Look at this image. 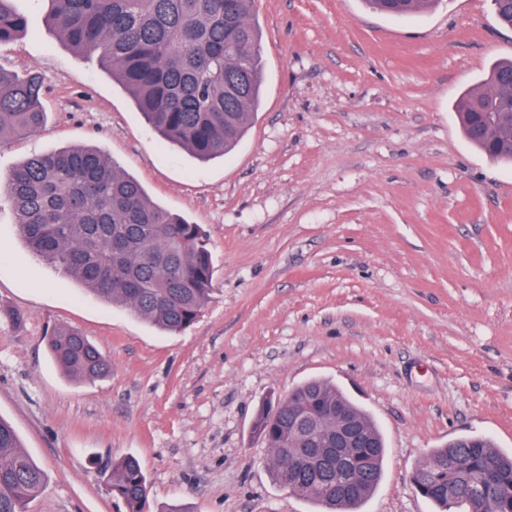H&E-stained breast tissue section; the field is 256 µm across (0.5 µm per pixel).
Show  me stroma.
<instances>
[{"instance_id": "obj_1", "label": "stroma", "mask_w": 512, "mask_h": 512, "mask_svg": "<svg viewBox=\"0 0 512 512\" xmlns=\"http://www.w3.org/2000/svg\"><path fill=\"white\" fill-rule=\"evenodd\" d=\"M25 37L0 65L41 74L44 130L0 143L24 158L97 147L163 207L203 225L213 298L169 334L39 260L0 206V417L48 483L29 512H124L103 467L136 456L150 512H316L272 479L253 425L310 379L346 390L387 445L361 512H433L410 482L471 434L512 453V166L466 139L455 106L512 29L491 0L406 19L364 0H255L264 82L228 155L198 161L158 136L96 57L63 43L46 0H16ZM58 324L112 362L78 381L51 359Z\"/></svg>"}]
</instances>
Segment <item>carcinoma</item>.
Segmentation results:
<instances>
[{
    "mask_svg": "<svg viewBox=\"0 0 512 512\" xmlns=\"http://www.w3.org/2000/svg\"><path fill=\"white\" fill-rule=\"evenodd\" d=\"M0 0V45L27 31V19ZM49 22L73 50L95 55L131 94L146 122L169 143L201 160L223 156L245 134L259 103L262 48L253 21L254 0H48ZM392 16H411L438 0H366ZM497 22L512 28V0H493ZM512 60L495 62L481 86L469 90L457 112L467 139L490 160L512 162ZM44 80L0 66V140L36 135L46 112ZM13 209L20 234L47 264L89 292L171 333L189 328L213 292L207 235L153 202L144 186L103 153L84 146L31 155L6 179L0 204ZM48 349L69 376H108L112 362L81 331L55 327ZM351 407L373 447L350 448L354 490L331 488L329 453L288 428V416L315 419L319 439L336 426L325 413L336 402ZM254 430L270 451L268 467L281 487L311 499L319 512H359L378 487L386 453L367 411L339 387L312 379L294 395L268 403ZM311 460L299 480L288 466ZM110 489L126 512H148L149 485L138 459L112 461ZM47 483L0 417V512H24ZM414 491L436 512H512V455L486 436L434 448L411 475Z\"/></svg>",
    "mask_w": 512,
    "mask_h": 512,
    "instance_id": "cac0c4a2",
    "label": "carcinoma"
}]
</instances>
